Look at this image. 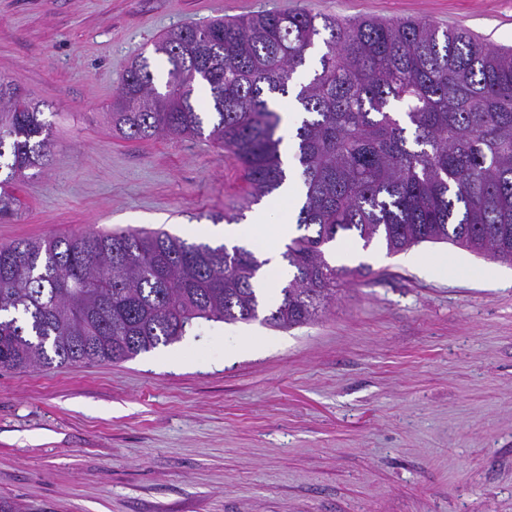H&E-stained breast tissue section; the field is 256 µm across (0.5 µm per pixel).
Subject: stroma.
<instances>
[{"label": "stroma", "mask_w": 512, "mask_h": 512, "mask_svg": "<svg viewBox=\"0 0 512 512\" xmlns=\"http://www.w3.org/2000/svg\"><path fill=\"white\" fill-rule=\"evenodd\" d=\"M299 9L416 19L512 46V0H0V75L54 149L17 181L0 244L163 230L219 245L251 218L208 137L127 140L107 117L132 61L218 18ZM426 274L365 254L309 324L200 322L128 359L0 371V504L20 512H512V264L449 243ZM495 276H488V269Z\"/></svg>", "instance_id": "obj_1"}]
</instances>
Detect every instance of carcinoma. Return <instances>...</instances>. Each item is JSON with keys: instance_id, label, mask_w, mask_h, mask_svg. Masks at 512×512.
<instances>
[{"instance_id": "1", "label": "carcinoma", "mask_w": 512, "mask_h": 512, "mask_svg": "<svg viewBox=\"0 0 512 512\" xmlns=\"http://www.w3.org/2000/svg\"><path fill=\"white\" fill-rule=\"evenodd\" d=\"M319 40L313 75L293 83ZM154 51L169 66L164 88L135 59L112 127L136 140L208 134L243 167L255 201L300 178L303 234L286 245L292 278L268 326L307 324L336 294L325 250L341 237L383 242L391 255L449 242L512 264V48L458 27L300 10L173 30ZM289 94L303 117L287 167L274 101ZM43 115L17 79L0 77L1 221L16 214L18 178L49 161ZM265 264L244 247L162 230L0 245V368L119 361L202 321L255 320Z\"/></svg>"}]
</instances>
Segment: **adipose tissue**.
Returning a JSON list of instances; mask_svg holds the SVG:
<instances>
[{
    "label": "adipose tissue",
    "instance_id": "ef3b65f1",
    "mask_svg": "<svg viewBox=\"0 0 512 512\" xmlns=\"http://www.w3.org/2000/svg\"><path fill=\"white\" fill-rule=\"evenodd\" d=\"M294 233L290 224H270L265 214H257L251 223L230 224L224 227L222 237L233 243L261 245L267 261L263 286L267 293H275L283 274L281 249Z\"/></svg>",
    "mask_w": 512,
    "mask_h": 512
}]
</instances>
